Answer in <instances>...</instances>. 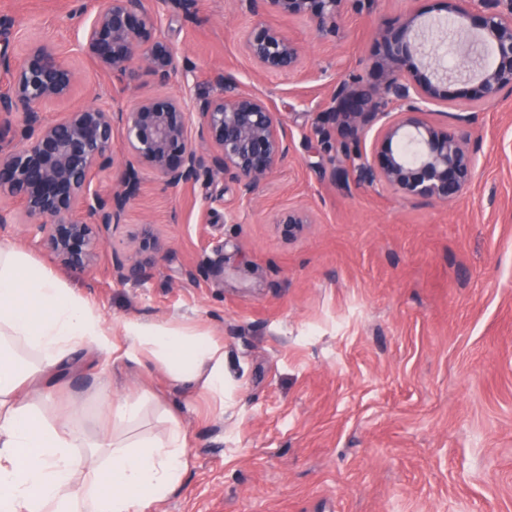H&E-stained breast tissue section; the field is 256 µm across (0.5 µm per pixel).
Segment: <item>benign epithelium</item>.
<instances>
[{"instance_id":"7a95c632","label":"benign epithelium","mask_w":512,"mask_h":512,"mask_svg":"<svg viewBox=\"0 0 512 512\" xmlns=\"http://www.w3.org/2000/svg\"><path fill=\"white\" fill-rule=\"evenodd\" d=\"M239 8L259 18L242 36L247 55L259 71H297L300 48L280 29L260 20L282 15L311 21L322 33H336L343 14L361 12L371 0H237ZM453 27L472 32L487 44L493 63L467 78L469 87L448 90L450 76L434 65L440 46L425 39L410 15L392 30L377 32L386 69L382 82L356 88L339 82L329 99L312 113L317 147L350 159L349 145L372 134L359 169L405 200L448 203L472 183L475 159L468 135L429 123L433 106L454 102L488 103L512 91V0H436ZM0 23V116L19 118L20 143L0 131V199L17 205L25 216L29 246L48 252L61 269H94L114 231L125 225L141 194L144 176L171 188L201 177L224 176L249 196L288 156L283 122L261 96L242 90L216 70L221 86L215 96L158 95L137 101L129 110L95 101L48 120L52 104L65 103L81 81L80 71L49 44L30 48L24 63H12L9 30ZM80 52L111 79L122 84L145 65L156 83L169 84L180 61L162 34L151 0H107L83 22ZM120 149L132 157L121 177L105 193L94 186L97 171L113 162L115 133ZM280 223L293 232L309 223L302 209H290ZM136 253L156 250L149 227L135 238ZM110 276L142 283L151 266L111 253Z\"/></svg>"}]
</instances>
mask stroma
Returning <instances> with one entry per match:
<instances>
[{"label": "stroma", "instance_id": "stroma-1", "mask_svg": "<svg viewBox=\"0 0 512 512\" xmlns=\"http://www.w3.org/2000/svg\"><path fill=\"white\" fill-rule=\"evenodd\" d=\"M71 0H0L22 63L54 45L86 79L71 105L128 108L163 93L214 92L223 68L279 112L290 151L249 197L231 181L172 189L148 178L109 250L131 253L150 222L152 276L123 283L104 269H55L27 246L23 217L0 245L28 253L119 330L170 322L224 344V402L174 387L152 364L82 354L53 383L44 412L87 437L102 430L104 395L149 391L189 433V467L158 512H512V93L468 108L475 159L466 193L406 201L357 169L334 178L333 154L307 147L311 112L340 80L378 84L374 33L432 0H375L332 37L305 19L273 18L300 47L302 72L266 74L240 36L255 22L234 0H196L185 20L155 0L162 32L189 63L168 86L137 70L112 84L79 51ZM308 211L289 235L280 216ZM223 268L214 278L215 268Z\"/></svg>", "mask_w": 512, "mask_h": 512}]
</instances>
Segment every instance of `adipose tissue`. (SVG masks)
Masks as SVG:
<instances>
[{"mask_svg":"<svg viewBox=\"0 0 512 512\" xmlns=\"http://www.w3.org/2000/svg\"><path fill=\"white\" fill-rule=\"evenodd\" d=\"M95 308L28 254L0 247V512H149L180 484L188 433L145 392L108 403L107 435L46 418L47 381L79 352L152 363L171 383L224 401V345L170 322L122 321Z\"/></svg>","mask_w":512,"mask_h":512,"instance_id":"ef3b65f1","label":"adipose tissue"}]
</instances>
